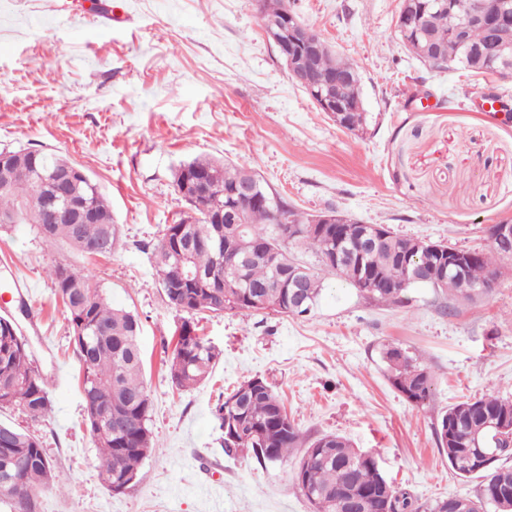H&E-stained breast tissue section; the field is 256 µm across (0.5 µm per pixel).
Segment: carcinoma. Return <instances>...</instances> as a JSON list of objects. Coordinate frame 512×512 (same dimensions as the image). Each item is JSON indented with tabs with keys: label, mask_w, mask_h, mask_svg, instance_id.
Instances as JSON below:
<instances>
[{
	"label": "carcinoma",
	"mask_w": 512,
	"mask_h": 512,
	"mask_svg": "<svg viewBox=\"0 0 512 512\" xmlns=\"http://www.w3.org/2000/svg\"><path fill=\"white\" fill-rule=\"evenodd\" d=\"M459 5L422 8L415 3L418 20L398 30L404 46L423 62L436 57L443 63L460 65L484 74L493 59H512V38L507 42L490 39L481 29L468 33L464 45L457 31L465 21L472 0ZM291 10L290 0H261L258 8L263 30L272 20ZM320 46L318 70L326 75L356 72L357 66L341 60L315 32ZM345 98L353 109L345 117L344 128L355 130L367 121L361 81L345 86ZM65 162L46 152L19 151L14 158L18 172L14 187L0 191V214L27 208L29 220L37 223L41 237L49 245L64 243L91 256L112 254L116 229L112 227L109 203L90 178H79L72 189L85 196L104 220L102 224H42L34 199L41 193L36 175ZM255 175L248 163H226L195 159L175 174L177 185L188 183L181 193L192 215L166 226L154 248L155 272L168 305L195 316L201 312L224 310L242 313L272 310L302 316L318 303L323 275L328 273L348 281L366 299L403 306L414 287L434 284L455 296L472 300L487 296L499 271L494 257H512L491 244L490 253L467 250L463 276L448 269V250L431 244L419 246L414 239L400 237L382 227L387 239L374 249L359 248L361 224H330L311 230L309 215L302 214L285 200L251 202L233 195L234 189ZM222 203L224 212L215 211ZM244 212L245 224L226 251V230L237 218L236 207ZM201 220H195V216ZM189 251V266L199 275L191 282L179 280L177 247ZM311 249L320 268H308L305 301L288 297V279L300 265L298 249ZM418 269L419 280L401 287L409 269ZM54 294L61 299L71 326V339L78 356L80 382L87 426L94 438L98 477L108 490L118 493L127 476H138L143 460L154 450L150 427L151 401L143 381V360L137 344L139 321L129 311L112 306L88 276L62 263L48 272ZM392 385L408 401L427 406L432 398L433 375L408 349L389 344L382 352ZM219 352L195 327L181 326L168 372L178 387H191L209 375ZM0 406H15L31 417L46 415L51 407L45 382L33 367L27 341L11 325L0 322ZM215 428L222 438L224 454L231 457L250 452L259 462H283L296 448H303L294 478L307 501L320 497L330 502L325 512H336L340 497L355 500L358 512H386L381 493L385 476L377 455L353 447L336 434H326L303 445L299 429L288 419L272 386L260 377L250 378L217 401L212 410ZM493 419L512 424V401L493 395L468 399L440 415L435 433L447 455L448 465L461 477L481 479L473 496H452L430 505H419L407 492L399 491L392 512H512V498L500 500L499 493L512 491V466L494 462L480 467L483 453L497 452L504 460L512 457V430L500 432L487 426ZM476 434L479 446L468 438ZM62 487L60 475L52 467L39 438L10 425L0 424V504L8 512H38L40 489Z\"/></svg>",
	"instance_id": "1"
}]
</instances>
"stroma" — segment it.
<instances>
[{
  "mask_svg": "<svg viewBox=\"0 0 512 512\" xmlns=\"http://www.w3.org/2000/svg\"><path fill=\"white\" fill-rule=\"evenodd\" d=\"M104 2L0 0V149L66 157L108 198L117 229L111 255L98 257L46 245L32 224L0 228V294L11 297L0 315H14L51 401L35 421L0 407V422L38 436L64 480L41 491L39 512H312L295 459L261 465L221 449L211 411L253 377L274 386L304 439L339 434L376 453L417 503L474 494L477 479L449 467L434 425L462 400H512V259L498 260L494 289L475 301L415 288L407 306L379 305L328 275L305 316L197 315L221 356L179 389L167 362L186 315L165 299L154 248L189 211L177 170L214 158L249 160L301 212L488 251L487 227L512 222V125L476 109L487 77L415 58L397 33L401 0H291L358 67L367 123L350 131L289 78L255 0ZM59 263L140 321L155 450L119 494L98 479L80 363L47 276ZM391 343L430 367L429 406L391 385L381 358Z\"/></svg>",
  "mask_w": 512,
  "mask_h": 512,
  "instance_id": "1",
  "label": "stroma"
}]
</instances>
